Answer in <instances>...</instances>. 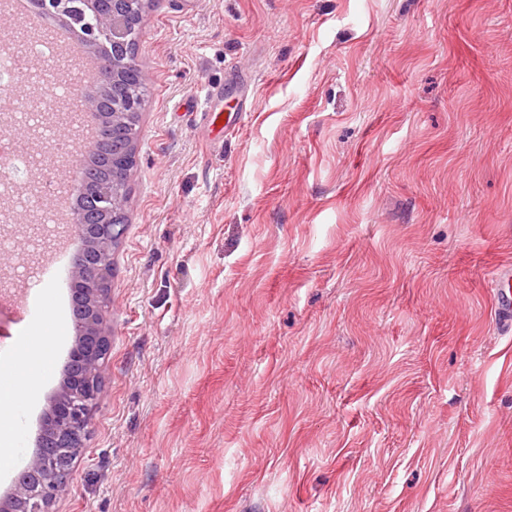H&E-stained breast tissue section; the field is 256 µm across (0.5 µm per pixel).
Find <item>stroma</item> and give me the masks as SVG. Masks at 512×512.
I'll list each match as a JSON object with an SVG mask.
<instances>
[{"label": "stroma", "instance_id": "obj_1", "mask_svg": "<svg viewBox=\"0 0 512 512\" xmlns=\"http://www.w3.org/2000/svg\"><path fill=\"white\" fill-rule=\"evenodd\" d=\"M14 99L58 77L20 53ZM111 347L54 512H512V0H152ZM233 132L201 111L203 88ZM0 302L31 457L74 344ZM496 313L505 333L512 332V268L501 267L495 274Z\"/></svg>", "mask_w": 512, "mask_h": 512}]
</instances>
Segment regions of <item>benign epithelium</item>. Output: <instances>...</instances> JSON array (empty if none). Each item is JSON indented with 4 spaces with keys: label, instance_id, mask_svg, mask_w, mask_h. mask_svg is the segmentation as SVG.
Here are the masks:
<instances>
[{
    "label": "benign epithelium",
    "instance_id": "benign-epithelium-1",
    "mask_svg": "<svg viewBox=\"0 0 512 512\" xmlns=\"http://www.w3.org/2000/svg\"><path fill=\"white\" fill-rule=\"evenodd\" d=\"M143 0H37L40 10L71 27L85 50L112 57V70L98 76V90L85 97L94 120L93 138L125 137L127 120L140 118L143 101L117 94L127 81H143V72H131L122 63L135 5ZM25 133L26 143L40 155L43 146L33 129L22 130L11 114L0 113V134ZM111 176L105 182L86 180L85 196L96 202L87 208L70 209L69 227L80 246L69 257L73 284L72 361L67 363L60 390L50 403L38 439V448L21 468L13 491L0 500V512H52L54 502L66 491L58 477L70 471L72 450H82L87 425L98 405L101 383L110 350L106 325L112 270L126 229L127 194L121 183L127 177L125 154L112 150Z\"/></svg>",
    "mask_w": 512,
    "mask_h": 512
}]
</instances>
